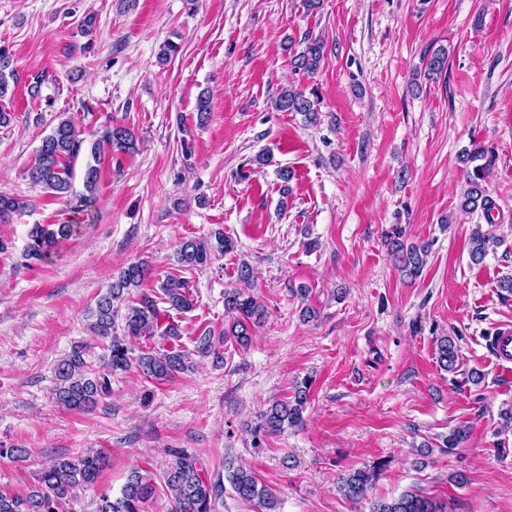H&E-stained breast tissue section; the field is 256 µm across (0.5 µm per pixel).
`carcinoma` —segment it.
<instances>
[{"mask_svg": "<svg viewBox=\"0 0 512 512\" xmlns=\"http://www.w3.org/2000/svg\"><path fill=\"white\" fill-rule=\"evenodd\" d=\"M304 47L292 57L295 71L312 78L324 59L326 45L319 37L304 36ZM448 50L439 47L433 50L426 62L427 76L442 75L446 70ZM13 56L9 49L0 46V99L7 96L9 80L16 79L12 69ZM315 91L305 93L301 88L289 87L283 90L274 101L278 112H297L305 117L306 123L315 125L320 121L318 99ZM90 142V155L93 163L86 165L83 176L85 193L79 196L76 212H84L92 207L99 181L101 153L104 148L133 153L138 139L135 133L123 126L105 124L87 139L71 118L61 113L57 124L51 129L37 151L34 163L28 168V177L35 185L50 190L58 198L67 199L73 192L74 164L83 150L85 142ZM463 166L465 188L459 197V209L465 214L478 210L488 222V228L476 225L470 236L469 257L473 264L483 263L490 245L497 242L493 232L494 212L498 206L486 189L487 178L496 163L495 152L475 141L471 148L463 149L459 155ZM27 203L0 195V221L6 216L24 209ZM75 232L73 224H35L28 233L26 256L42 260L50 257L51 251L62 240L69 239ZM405 231L395 225L386 233V241L391 256L405 275L418 277L431 252L432 243L405 244ZM235 248L234 241L222 232L215 233V242L187 240L177 251L176 261L189 270H201L212 260ZM148 278V270L138 262L122 267L106 291L99 295L95 307L89 311L90 330L102 339L109 340L108 358L104 371L92 372L87 369L85 351L78 347L62 359L56 367V400L65 409L84 412L96 407L111 391V378L132 369L138 370L146 378L161 382L177 373L189 369L188 354L184 350H135V344L161 333L171 339L180 336L177 324L163 322L157 307V300L146 292L133 296ZM161 300L169 308L187 312L194 307V296L189 282L169 275L160 284ZM224 311L233 315L230 327L224 329L219 338H214L210 330L201 332L194 339V351L202 356L214 355L223 359L217 344L231 342L245 348L251 341L252 327L265 317V309L260 301L240 288L224 292ZM123 317V334L117 335L116 319ZM461 336L435 337V355L440 368L452 372L459 359L458 341ZM312 381L305 379L294 387L293 396L273 402L261 413L258 430L266 436L282 433L287 428L303 425V412L310 401ZM469 437L468 428L456 427L444 439V447L459 448ZM109 466V456L98 449L90 448L77 456L59 455L35 475V482L25 493L0 489V512H78V491L92 487L101 473ZM384 469L378 462L362 469H356L341 478L339 490L353 501L367 498ZM163 480L169 489L173 508L171 512H213L215 501L224 492V482H229L232 490L243 500L256 502L261 512H278L279 499L271 489L258 483L253 472L244 467L228 465L224 477L208 476L199 459L184 450L172 452V460L163 472ZM155 493L154 475L139 468L132 469L123 485L120 496L112 498L107 493L100 494L94 512H144V506L153 499ZM447 505L432 497L413 491H406L389 501L378 500L370 512H446Z\"/></svg>", "mask_w": 512, "mask_h": 512, "instance_id": "obj_1", "label": "carcinoma"}]
</instances>
